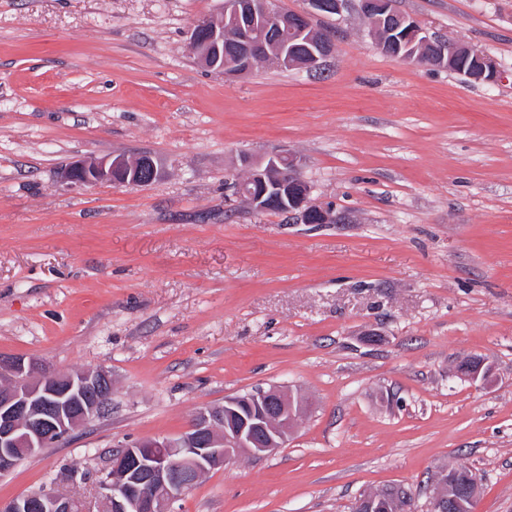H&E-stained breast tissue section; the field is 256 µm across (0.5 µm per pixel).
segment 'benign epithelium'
Masks as SVG:
<instances>
[{"label": "benign epithelium", "mask_w": 512, "mask_h": 512, "mask_svg": "<svg viewBox=\"0 0 512 512\" xmlns=\"http://www.w3.org/2000/svg\"><path fill=\"white\" fill-rule=\"evenodd\" d=\"M347 0H308L297 15L274 7V0H224L229 25L209 18L191 27L189 51L208 68L224 69V42L236 45L233 75L252 72L263 62L280 69L317 70L331 53V35L312 26L316 14L338 15ZM360 13L369 21L377 47L403 62L448 69L471 80L494 83L495 60L482 48L454 40H436L396 0H360ZM306 39L298 55L295 41ZM158 176L147 155L123 154L83 161L66 170V181L79 185L100 182L142 185ZM235 194L256 212L267 210L268 198L280 201L291 219L302 224H335L338 218L316 204L312 187L301 175V161L276 154L252 163L247 176L235 183ZM112 375L103 369L60 373L22 356L0 355V475L12 470L51 443L111 409ZM304 411L301 399L282 386L258 387L224 398L221 406H202L188 430L176 439L144 438L112 453L108 467L95 481L97 503L109 512H174L184 489L201 476L242 457H261L282 447ZM477 489L458 493L446 473L436 477L431 512H468ZM75 499L54 488L0 505V512H75Z\"/></svg>", "instance_id": "obj_1"}]
</instances>
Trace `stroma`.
<instances>
[{
    "instance_id": "obj_1",
    "label": "stroma",
    "mask_w": 512,
    "mask_h": 512,
    "mask_svg": "<svg viewBox=\"0 0 512 512\" xmlns=\"http://www.w3.org/2000/svg\"><path fill=\"white\" fill-rule=\"evenodd\" d=\"M224 0H0V354L104 369L112 409L0 477L93 505L114 449L176 438L257 386L308 402L282 448L208 473L177 512H351L465 465L512 512V0H397L491 55L471 83L383 54L348 0L322 67L197 63ZM276 153L338 224L255 212L226 182ZM151 156L144 186L63 180ZM481 362L487 379L456 373ZM89 473L72 481L73 470Z\"/></svg>"
}]
</instances>
